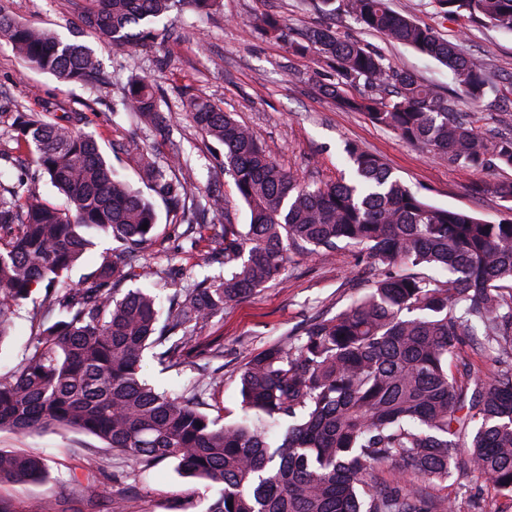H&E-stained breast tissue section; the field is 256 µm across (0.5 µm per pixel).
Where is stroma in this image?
<instances>
[{"label": "stroma", "instance_id": "1", "mask_svg": "<svg viewBox=\"0 0 512 512\" xmlns=\"http://www.w3.org/2000/svg\"><path fill=\"white\" fill-rule=\"evenodd\" d=\"M0 4L13 20L67 39L81 26L87 0ZM390 6L433 27L484 65L494 91L481 111L467 105L462 111L485 136L512 137V34L479 23L461 24L439 13L432 0H390ZM266 13L280 16L292 37L328 25L339 38L360 42L423 83L443 91L452 86L447 68L437 61L364 29L349 15L325 17L314 0H220L215 10L203 15L186 7L172 11L165 20L170 36L155 47L137 52L99 49L102 81L92 90L27 69L0 40V177L8 183L24 178L43 199L63 204V196L18 147L13 122L17 112L45 106L57 115L84 113L85 130L94 134L107 161L123 181L149 198L159 216L154 237L141 250L142 276L122 283L120 289L151 287L162 297L203 277L222 275L224 266L210 260L209 241L173 233L165 201L152 192L142 173L141 155H155L161 162L172 144H179L193 168L191 191H204L214 183L228 202V214H207V223L220 224L227 218L235 224L250 221L248 208L221 163L223 147L205 137L182 112L180 101L187 95L234 113L302 182L330 183L347 174L343 148L354 143L379 156L394 175L437 206L468 211L488 222L512 217L496 192L497 186L512 184V167H494L478 175L454 168L447 156L410 146L366 114L337 107L322 92L335 82V71L314 56L291 54L286 43L261 34L257 19ZM135 75L150 76L162 88L172 112L168 138L156 136L124 108L122 88ZM374 273L370 260L352 247L330 256L294 254L283 282L267 284L195 328L200 346L180 366L164 370L148 357L144 375L155 388L172 393L200 383L205 412L222 424L235 421L241 401L239 375L249 358L300 333L314 317L349 306L367 292ZM42 299V294H35L13 313V336L0 347L1 369L16 366L34 343L33 316ZM0 448L36 455L48 464L42 481L0 484V504L9 512H26L29 502L37 499L53 512H208L218 496L217 488L180 476L170 462L129 471L120 452L72 428L1 431ZM89 457L99 466L91 475L84 469ZM448 491L458 495L461 512H512L511 498L481 483L461 462L452 469Z\"/></svg>", "mask_w": 512, "mask_h": 512}]
</instances>
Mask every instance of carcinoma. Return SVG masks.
Segmentation results:
<instances>
[{"instance_id": "obj_1", "label": "carcinoma", "mask_w": 512, "mask_h": 512, "mask_svg": "<svg viewBox=\"0 0 512 512\" xmlns=\"http://www.w3.org/2000/svg\"><path fill=\"white\" fill-rule=\"evenodd\" d=\"M85 17L110 48L148 47L152 27L177 6L209 13L219 0H88ZM441 12L512 32V0H435ZM326 16L342 11L365 29L403 43L448 67L463 99L478 108L493 87L483 67L433 28L390 9L388 0H316ZM277 16L259 19L281 39ZM0 36L32 69L66 83L96 82L102 62L84 43L12 20L0 11ZM336 71L325 94L364 112L405 143L477 171L512 167V138L484 136L459 118L448 98L356 41L329 28L288 41ZM393 87L389 101L357 97V85ZM124 101L140 121L166 133L172 115L147 77L134 76ZM206 136L224 145V168L250 211V224H203L205 211L227 210L210 188L186 206L191 167L176 149L165 164L140 158L153 190L186 218L182 234L207 239L224 256V276L178 290L162 309L153 292L117 297L136 276V248L154 235L158 215L140 192L119 181L82 112H20L17 141L66 199L59 207L19 179L0 199V346L12 336L11 310L44 285L37 342L16 369L0 373V430L78 429L121 451L128 467L168 461L183 477L219 486L208 512H454L445 488L463 459L497 493L512 497V219L492 224L429 203L376 155L348 143L349 179L312 186L283 169L230 112L182 100ZM147 229H142V225ZM92 231L124 245L104 255L89 284L69 273L93 246ZM373 260L377 276L364 295L331 317H317L286 344L252 356L240 372V417L219 424L192 388L159 391L141 375L144 353L167 367L198 347L190 326L224 306L284 279L290 253L330 255L341 245ZM499 367L492 376L474 363ZM288 420L281 442L253 426ZM390 466L396 486L381 481ZM47 476L39 456L0 448V483ZM233 506H228V503Z\"/></svg>"}]
</instances>
